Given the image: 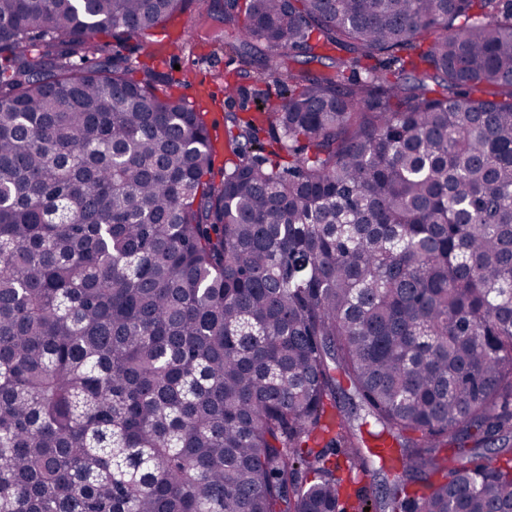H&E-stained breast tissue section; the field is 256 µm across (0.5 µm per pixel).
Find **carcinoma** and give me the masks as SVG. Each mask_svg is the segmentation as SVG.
<instances>
[{"label": "carcinoma", "mask_w": 512, "mask_h": 512, "mask_svg": "<svg viewBox=\"0 0 512 512\" xmlns=\"http://www.w3.org/2000/svg\"><path fill=\"white\" fill-rule=\"evenodd\" d=\"M370 509L512 512V0H0V512ZM168 38L174 36L178 48H174L168 54L153 53L151 41L140 37L144 44L134 56L140 64L153 67L159 71L173 70L176 75H191L193 82L187 85L173 87L171 93L174 96H182L188 101H199L197 92L201 88H210L216 105L209 106L206 116L208 125L212 128L213 135H217L215 141L216 167L224 166V161L232 158L224 149V113L242 112V116L250 115L254 111L257 102L256 94L276 98L279 86L267 76V70L263 67H254L252 73L255 78L241 83L239 95L233 101H225V78L234 81L235 72L242 66V56L239 51L224 49L221 42L215 41V30L210 24H201L190 10L180 14L176 20L168 26ZM137 40L130 43L135 44ZM183 43V46L181 47ZM179 64L180 70H175L174 65ZM226 80V81H227ZM245 106V107H243Z\"/></svg>", "instance_id": "1"}]
</instances>
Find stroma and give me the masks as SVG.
<instances>
[{"instance_id":"1","label":"stroma","mask_w":512,"mask_h":512,"mask_svg":"<svg viewBox=\"0 0 512 512\" xmlns=\"http://www.w3.org/2000/svg\"><path fill=\"white\" fill-rule=\"evenodd\" d=\"M167 33L176 38L177 48L166 54L153 52L148 47L141 49L137 53L138 62L159 71L176 68L181 74L190 76V83L172 90L173 95L186 100H196L201 89H211L215 103L210 106L206 119L216 137L215 163L223 165L229 157L222 139L225 113L250 115L255 108L258 94L273 98L276 97L279 87L268 78L266 70L259 66L254 70L253 79L242 82L238 96L234 100H226L224 83L233 79L235 72L241 68L240 52L224 49L222 43L215 39L214 28L201 24L189 10L180 14L169 25Z\"/></svg>"}]
</instances>
